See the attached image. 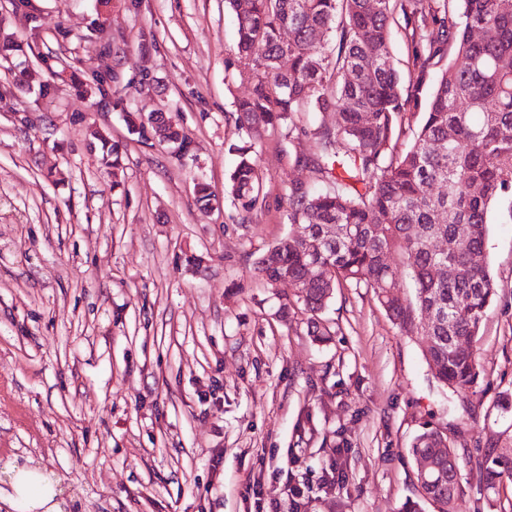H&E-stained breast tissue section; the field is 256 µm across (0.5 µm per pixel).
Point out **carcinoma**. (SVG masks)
I'll return each mask as SVG.
<instances>
[{
  "label": "carcinoma",
  "mask_w": 512,
  "mask_h": 512,
  "mask_svg": "<svg viewBox=\"0 0 512 512\" xmlns=\"http://www.w3.org/2000/svg\"><path fill=\"white\" fill-rule=\"evenodd\" d=\"M238 23L236 51L251 66L253 87L234 102L240 143L227 196L246 219L265 201L257 142L269 129H298L313 140L309 154H288L309 170L286 189L294 230L256 261L271 287L288 277L296 301L278 309L288 319L300 304L313 335H333L320 322L337 288H369L408 335L429 337L424 357L445 387L465 390L481 371L474 345L496 295L485 240L496 201L512 197V0H227ZM402 17L412 48L413 76L403 84L390 51V25ZM288 30V39L282 38ZM482 37H473V31ZM455 59L439 74L435 60ZM334 112L336 128L317 123ZM421 116L406 134L405 120ZM161 140L189 151L188 138L166 112L147 116ZM409 136L406 149L398 141ZM343 141L345 150L337 152ZM436 185L444 191L434 192ZM200 208L214 207L209 183L194 186ZM336 225L325 241L324 227ZM441 239L448 253L430 245ZM398 252L410 270L413 297L398 287ZM452 264L455 276L437 277ZM318 280L301 281L308 265ZM434 315L427 324L424 316ZM443 444L433 431L414 441L413 457ZM438 479L421 499L446 508L460 491V461L451 448L435 457ZM512 474V459L479 466L491 485Z\"/></svg>",
  "instance_id": "cac0c4a2"
}]
</instances>
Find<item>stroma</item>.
<instances>
[{"mask_svg": "<svg viewBox=\"0 0 512 512\" xmlns=\"http://www.w3.org/2000/svg\"><path fill=\"white\" fill-rule=\"evenodd\" d=\"M0 23L16 43L0 66L7 472L55 476L51 494L69 490L74 512H399L420 500L412 443L434 430L463 462L454 512H512V476L478 477L512 459V201L495 205L485 242L496 296L475 344L483 377L455 391L370 290H335L323 343L306 314L278 317L293 291L254 263L292 229L285 190L308 173L288 156L308 137L263 133L266 203L246 223L226 201L198 209L197 180L224 192L233 103L252 87L225 0H0ZM19 71L36 81L16 85ZM95 76L104 94L87 92ZM119 96L128 112L112 108ZM160 111L187 154L126 122ZM93 127L117 168L90 151ZM334 464L347 481L333 487Z\"/></svg>", "mask_w": 512, "mask_h": 512, "instance_id": "obj_1", "label": "stroma"}]
</instances>
